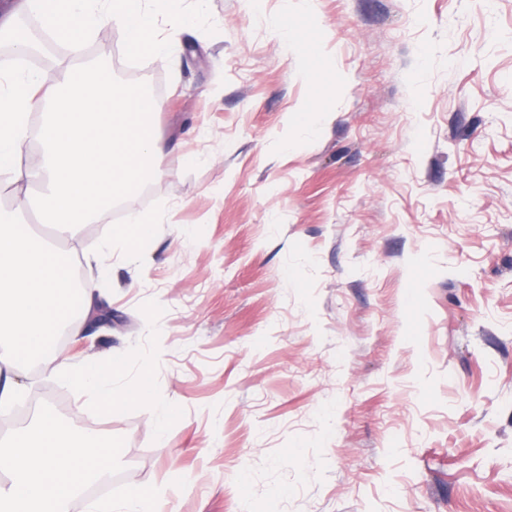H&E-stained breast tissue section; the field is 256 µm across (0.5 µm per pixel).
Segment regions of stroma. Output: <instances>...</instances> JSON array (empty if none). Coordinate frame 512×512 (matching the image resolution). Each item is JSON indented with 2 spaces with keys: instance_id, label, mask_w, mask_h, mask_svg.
Instances as JSON below:
<instances>
[{
  "instance_id": "35a3bbf8",
  "label": "stroma",
  "mask_w": 512,
  "mask_h": 512,
  "mask_svg": "<svg viewBox=\"0 0 512 512\" xmlns=\"http://www.w3.org/2000/svg\"><path fill=\"white\" fill-rule=\"evenodd\" d=\"M184 6L168 56L131 62L116 25L65 54L162 96L147 242L111 208L58 237L39 184L0 191L104 282L111 323L75 318L67 355L126 352L157 301L184 414L161 445L150 410L98 416L17 367L0 439L57 401L114 445L72 512L137 486L158 512H512V0ZM309 42L322 62L296 58Z\"/></svg>"
}]
</instances>
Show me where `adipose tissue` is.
<instances>
[{
  "instance_id": "adipose-tissue-1",
  "label": "adipose tissue",
  "mask_w": 512,
  "mask_h": 512,
  "mask_svg": "<svg viewBox=\"0 0 512 512\" xmlns=\"http://www.w3.org/2000/svg\"><path fill=\"white\" fill-rule=\"evenodd\" d=\"M183 0H64L47 28L76 42L106 23L122 26L138 52L167 53L168 42L156 32L157 17L172 27L187 24ZM143 94L118 85L105 66L67 67L48 76L15 70L0 76V176L14 183L37 181L43 189L33 205L58 235L128 199L159 171L151 163L160 150ZM54 103L42 129L43 152L36 165L20 158L30 111ZM116 453L92 448L71 423L44 411L0 440V512H69L74 495L111 471Z\"/></svg>"
}]
</instances>
